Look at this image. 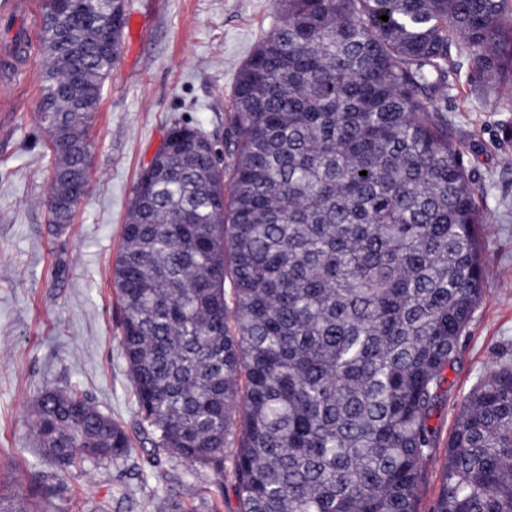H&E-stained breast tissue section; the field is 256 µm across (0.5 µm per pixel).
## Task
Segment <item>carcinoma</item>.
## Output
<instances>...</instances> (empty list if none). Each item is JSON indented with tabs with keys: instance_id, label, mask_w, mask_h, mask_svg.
Instances as JSON below:
<instances>
[{
	"instance_id": "carcinoma-1",
	"label": "carcinoma",
	"mask_w": 512,
	"mask_h": 512,
	"mask_svg": "<svg viewBox=\"0 0 512 512\" xmlns=\"http://www.w3.org/2000/svg\"><path fill=\"white\" fill-rule=\"evenodd\" d=\"M115 2L83 24L42 14L38 117L70 144L50 171L64 200L88 179L115 62L92 46L125 28ZM463 60L497 105L512 0H281L224 108L223 156L174 123L141 170L114 268L136 427L45 390L33 425L55 477L148 443L230 463L233 512H419L429 421L484 291L485 220L439 104ZM434 512H512L511 362L468 396Z\"/></svg>"
}]
</instances>
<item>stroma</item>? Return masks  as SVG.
<instances>
[{"instance_id":"35a3bbf8","label":"stroma","mask_w":512,"mask_h":512,"mask_svg":"<svg viewBox=\"0 0 512 512\" xmlns=\"http://www.w3.org/2000/svg\"><path fill=\"white\" fill-rule=\"evenodd\" d=\"M122 49L90 129L89 189L67 224L48 208L49 138L37 117L44 63L33 42L23 71L0 72V496L26 495L30 512H153L178 495L180 477L222 501L208 470L136 448L123 463L49 481L55 465L32 425L47 388L77 390L132 427L135 397L121 355L113 263L139 174L178 122L224 142V107L237 72L280 18L279 0H128ZM448 115L476 186L485 293L448 371V396L430 424L437 443L423 464L420 512H433L446 448L483 374L512 358V98L498 107L448 92Z\"/></svg>"}]
</instances>
